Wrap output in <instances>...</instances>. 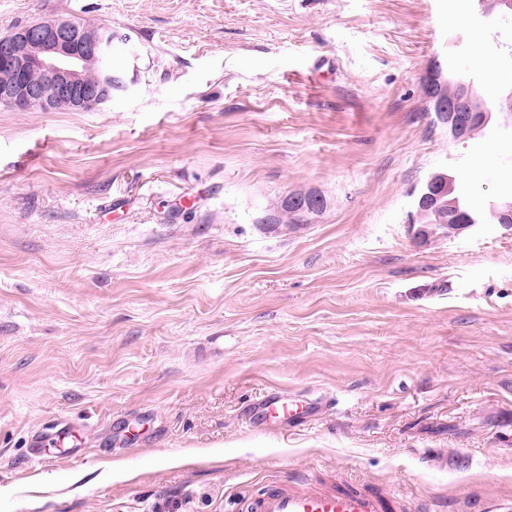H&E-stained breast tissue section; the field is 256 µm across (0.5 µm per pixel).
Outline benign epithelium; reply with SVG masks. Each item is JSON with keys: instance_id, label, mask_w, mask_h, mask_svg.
Masks as SVG:
<instances>
[{"instance_id": "1", "label": "benign epithelium", "mask_w": 512, "mask_h": 512, "mask_svg": "<svg viewBox=\"0 0 512 512\" xmlns=\"http://www.w3.org/2000/svg\"><path fill=\"white\" fill-rule=\"evenodd\" d=\"M127 38L124 32L104 24L89 29L76 19L52 18L23 25L0 38V105L28 111L39 108L52 112L65 104L74 111H90L112 100V88L128 91L135 79L125 73L99 69L96 82L85 79L86 72L96 67L113 42ZM39 79L32 81L29 75ZM437 116L448 123V134L454 139L464 137L471 121L488 122L490 112L478 89L471 83L460 82L450 97L434 99ZM453 190L446 175H430L426 188L414 196V206H424L435 199V193ZM297 205L301 219L311 222V216L321 212L323 198L305 194L289 196Z\"/></svg>"}]
</instances>
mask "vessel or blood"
Masks as SVG:
<instances>
[{
    "label": "vessel or blood",
    "instance_id": "1",
    "mask_svg": "<svg viewBox=\"0 0 512 512\" xmlns=\"http://www.w3.org/2000/svg\"><path fill=\"white\" fill-rule=\"evenodd\" d=\"M315 410L314 403L274 391L259 400L252 425H291L308 418ZM77 431L76 422L57 421L44 446L30 448V459L46 465L77 459ZM240 512H430V507L424 496L410 501L364 482L341 476L320 481L301 472L261 487L242 504Z\"/></svg>",
    "mask_w": 512,
    "mask_h": 512
}]
</instances>
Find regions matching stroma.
I'll use <instances>...</instances> for the list:
<instances>
[{
	"mask_svg": "<svg viewBox=\"0 0 512 512\" xmlns=\"http://www.w3.org/2000/svg\"><path fill=\"white\" fill-rule=\"evenodd\" d=\"M108 23L137 81L0 106V512H236L289 472L512 499V228L422 237L435 171L512 195V127L448 137L426 85L512 89L475 0H0V37ZM292 192L312 223L268 218ZM280 389L313 420L251 430ZM82 424V461L27 450ZM303 197H297L290 195L288 199H285L280 204L281 216L275 219L280 223L282 219L286 220V223L293 224L295 227L303 225L298 222L297 216L287 200L291 203L298 204L297 209L301 212V219L305 223H311V216L317 215L322 211L323 198L319 195L314 194H302ZM301 203V204H300Z\"/></svg>",
	"mask_w": 512,
	"mask_h": 512,
	"instance_id": "1",
	"label": "stroma"
}]
</instances>
